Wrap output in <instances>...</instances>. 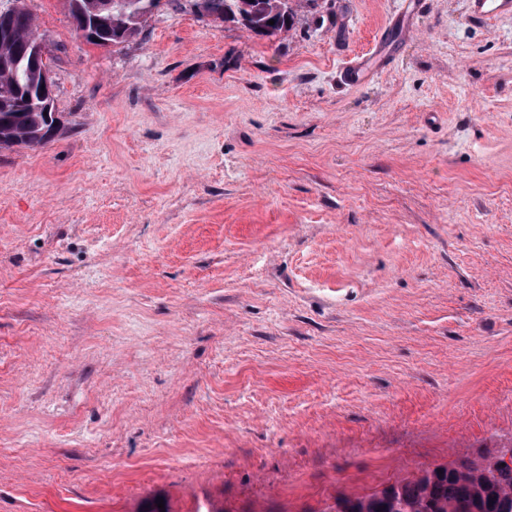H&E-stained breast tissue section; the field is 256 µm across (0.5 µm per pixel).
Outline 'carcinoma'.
Masks as SVG:
<instances>
[{
    "label": "carcinoma",
    "instance_id": "carcinoma-1",
    "mask_svg": "<svg viewBox=\"0 0 512 512\" xmlns=\"http://www.w3.org/2000/svg\"><path fill=\"white\" fill-rule=\"evenodd\" d=\"M77 31L89 43L118 46L139 36L160 0H67ZM206 16L240 25L266 40L295 24L293 0H204ZM0 22L11 39L0 40V150L37 148L57 124L40 99L43 71L33 58V44L43 41L24 0H10ZM274 24L269 25L267 21ZM334 512H512V446L494 454L457 458L420 470L382 488L334 496Z\"/></svg>",
    "mask_w": 512,
    "mask_h": 512
}]
</instances>
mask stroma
<instances>
[{"mask_svg":"<svg viewBox=\"0 0 512 512\" xmlns=\"http://www.w3.org/2000/svg\"><path fill=\"white\" fill-rule=\"evenodd\" d=\"M57 134L0 150V512H301L512 437V16L309 0L260 40L24 0ZM73 25L87 42L118 46L139 36L160 0H67ZM99 39V42L94 41ZM407 15H397L391 17L384 28L378 33L377 40L372 53L357 55L344 68L346 80L352 85H359L372 76L376 69V64L387 59L391 54L383 50L384 46L389 42L392 32L397 26L405 28L406 32H410L411 28L405 25L408 20Z\"/></svg>","mask_w":512,"mask_h":512,"instance_id":"1","label":"stroma"}]
</instances>
